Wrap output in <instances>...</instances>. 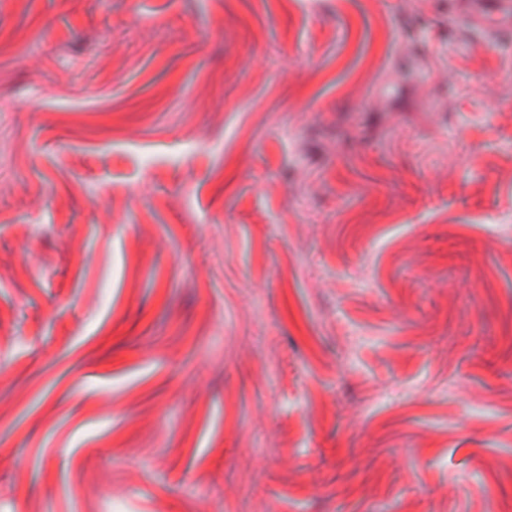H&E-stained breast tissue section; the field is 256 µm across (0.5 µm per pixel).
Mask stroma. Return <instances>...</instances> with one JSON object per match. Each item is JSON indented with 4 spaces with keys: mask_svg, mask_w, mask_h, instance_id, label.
I'll return each mask as SVG.
<instances>
[{
    "mask_svg": "<svg viewBox=\"0 0 512 512\" xmlns=\"http://www.w3.org/2000/svg\"><path fill=\"white\" fill-rule=\"evenodd\" d=\"M0 512H512V30L0 0Z\"/></svg>",
    "mask_w": 512,
    "mask_h": 512,
    "instance_id": "obj_1",
    "label": "stroma"
}]
</instances>
